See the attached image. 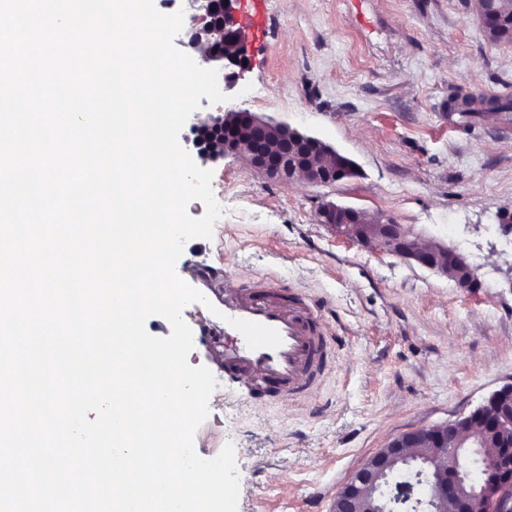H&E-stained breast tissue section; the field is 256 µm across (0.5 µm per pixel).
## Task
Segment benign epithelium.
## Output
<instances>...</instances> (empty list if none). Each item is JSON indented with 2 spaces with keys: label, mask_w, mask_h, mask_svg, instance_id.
<instances>
[{
  "label": "benign epithelium",
  "mask_w": 512,
  "mask_h": 512,
  "mask_svg": "<svg viewBox=\"0 0 512 512\" xmlns=\"http://www.w3.org/2000/svg\"><path fill=\"white\" fill-rule=\"evenodd\" d=\"M238 0H201L203 25L189 31L187 46L198 54L199 63L218 70L224 88L235 87L247 60L235 28ZM201 140L209 143L204 158L217 161L228 155L241 156L267 177L288 184L302 177L309 183H335L344 172L357 171L355 162L320 139L304 134L286 123L230 110L208 115L195 124ZM319 220L337 234L358 244L414 262L441 275L455 273V284L472 290L479 284L476 270L460 252L440 243L421 245L413 230L392 218L363 223V210L338 204H326ZM494 419L487 434H500L496 444L473 450V457L488 470L482 478L458 468L439 469L428 457L418 455L416 441L427 437L445 456H455L460 446L448 445V426L419 428L407 432L378 449L350 477L336 494L331 512H360L358 503L365 487L379 484L399 464L418 465L427 486L426 496L414 494L415 484L392 486L386 496L371 497L368 512H445L454 503V512H512V448H501L512 427V383L493 392L486 402L464 418L468 423L485 411Z\"/></svg>",
  "instance_id": "7a95c632"
}]
</instances>
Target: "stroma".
Instances as JSON below:
<instances>
[{
  "label": "stroma",
  "mask_w": 512,
  "mask_h": 512,
  "mask_svg": "<svg viewBox=\"0 0 512 512\" xmlns=\"http://www.w3.org/2000/svg\"><path fill=\"white\" fill-rule=\"evenodd\" d=\"M263 53L244 95L199 114L245 110L349 156L357 177L285 185L243 158L205 162L224 209L212 239L176 264L320 300L333 362L295 404L252 403L224 385L218 350L188 362L218 386L194 435L214 458L233 444L238 512H330L377 449L470 415L512 383V115L463 119L450 97H512V42L492 40L474 0H269ZM410 226L457 248L480 288L336 235L327 202Z\"/></svg>",
  "instance_id": "obj_1"
}]
</instances>
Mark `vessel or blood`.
Returning a JSON list of instances; mask_svg holds the SVG:
<instances>
[{"label": "vessel or blood", "mask_w": 512, "mask_h": 512, "mask_svg": "<svg viewBox=\"0 0 512 512\" xmlns=\"http://www.w3.org/2000/svg\"><path fill=\"white\" fill-rule=\"evenodd\" d=\"M268 0H244L239 27L251 30L252 46H262ZM193 286L219 310L199 323L196 339L222 345L225 376L249 381L259 397L294 401L311 395L328 366L330 338L314 300L282 291L244 288L197 270ZM257 322L275 329L282 343L276 348L249 349L243 335L222 323V316Z\"/></svg>", "instance_id": "1"}]
</instances>
